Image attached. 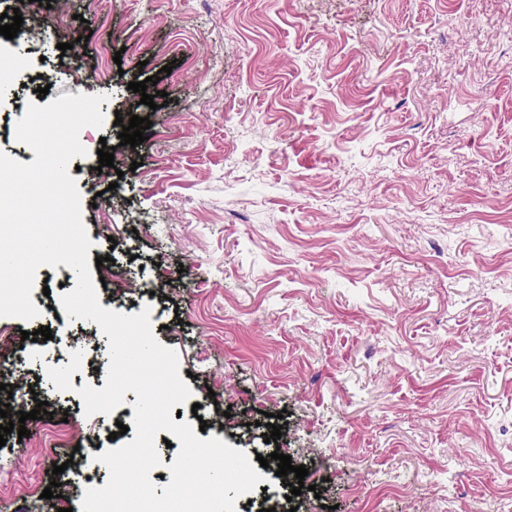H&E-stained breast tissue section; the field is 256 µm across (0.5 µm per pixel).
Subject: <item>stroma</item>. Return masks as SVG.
<instances>
[{
  "label": "stroma",
  "mask_w": 512,
  "mask_h": 512,
  "mask_svg": "<svg viewBox=\"0 0 512 512\" xmlns=\"http://www.w3.org/2000/svg\"><path fill=\"white\" fill-rule=\"evenodd\" d=\"M0 88V152L49 99L105 95L72 173L102 258V296L150 308L191 401L248 456L305 465L291 495L274 468L244 512H494L512 500V0H37ZM171 73H163V66ZM159 75L141 104L129 82ZM146 117L141 145L116 117ZM114 149L99 168L100 145ZM66 265L37 271L41 320L0 316L28 437L0 464L57 497L0 483V512H81L84 479L64 411L105 385L109 338L67 317ZM50 327L52 340L22 339ZM83 353L61 391L47 370ZM134 392L86 417L104 451L133 440ZM200 411H193V404ZM282 413L265 442L261 412ZM126 434H117L118 425ZM64 473L53 474L54 465Z\"/></svg>",
  "instance_id": "obj_1"
}]
</instances>
